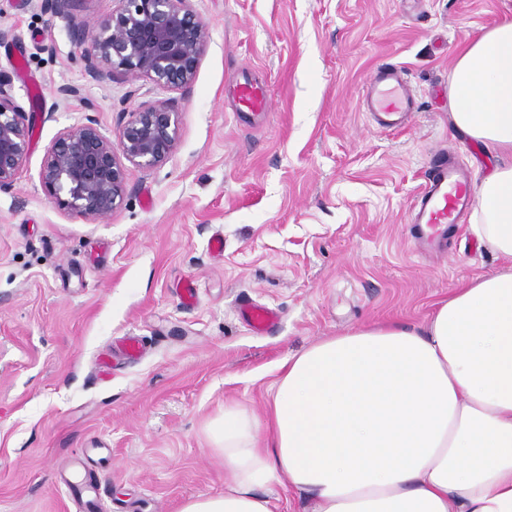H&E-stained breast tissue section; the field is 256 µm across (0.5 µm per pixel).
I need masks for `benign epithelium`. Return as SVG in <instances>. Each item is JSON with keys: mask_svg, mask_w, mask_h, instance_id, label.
Listing matches in <instances>:
<instances>
[{"mask_svg": "<svg viewBox=\"0 0 512 512\" xmlns=\"http://www.w3.org/2000/svg\"><path fill=\"white\" fill-rule=\"evenodd\" d=\"M111 14L71 30L88 43L82 52L87 73L142 77L170 90L193 84L205 53L209 28L190 0H118ZM63 129L49 147L42 187L58 209L96 221L112 215L127 192V165L162 164L178 142L179 113L165 101L122 113L111 136L91 115ZM30 126L26 110L14 100L11 80L0 74V190L12 186L27 160ZM117 141H112V138Z\"/></svg>", "mask_w": 512, "mask_h": 512, "instance_id": "obj_1", "label": "benign epithelium"}]
</instances>
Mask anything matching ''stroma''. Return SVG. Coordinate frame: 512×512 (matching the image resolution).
Segmentation results:
<instances>
[{"mask_svg": "<svg viewBox=\"0 0 512 512\" xmlns=\"http://www.w3.org/2000/svg\"><path fill=\"white\" fill-rule=\"evenodd\" d=\"M209 26L190 89L92 80L69 21L42 0H0V73L32 128L25 165L0 191V512H84L59 482L91 443L96 512H178L224 491L212 421L230 405L266 421L279 366L370 322L423 330L435 303L502 261L469 225L446 256L419 259L407 214L433 151L483 181L495 152L454 129L460 48L512 0H191ZM421 97L405 129L376 128L358 106L380 63ZM264 83V115L240 112L235 81ZM79 89L62 97L61 87ZM171 101L178 146L129 167L127 195L97 224L53 207L48 148L93 103L115 132L122 113ZM224 237V252L209 240ZM195 278L198 299L179 289ZM250 300L278 310L254 335ZM143 356L125 361L123 337ZM112 368L102 372L101 358Z\"/></svg>", "mask_w": 512, "mask_h": 512, "instance_id": "35a3bbf8", "label": "stroma"}]
</instances>
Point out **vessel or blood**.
<instances>
[{
  "label": "vessel or blood",
  "mask_w": 512,
  "mask_h": 512,
  "mask_svg": "<svg viewBox=\"0 0 512 512\" xmlns=\"http://www.w3.org/2000/svg\"><path fill=\"white\" fill-rule=\"evenodd\" d=\"M235 100L243 112L263 113L270 107L267 86L249 81L237 84ZM419 107L417 93L404 71L393 63L380 64L372 71L360 98L361 110L382 130L402 125ZM474 205L467 167L446 153L437 154L408 214V237L415 251L425 258L445 255L450 227L464 222ZM242 311L248 327L258 334L265 333L277 319L273 310L250 301L243 303Z\"/></svg>",
  "instance_id": "b4317fda"
}]
</instances>
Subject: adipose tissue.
<instances>
[{"label": "adipose tissue", "instance_id": "1", "mask_svg": "<svg viewBox=\"0 0 512 512\" xmlns=\"http://www.w3.org/2000/svg\"><path fill=\"white\" fill-rule=\"evenodd\" d=\"M457 130L505 156L472 231L501 257L436 305L425 332L369 323L280 367L261 440L245 410L213 428L224 492L179 512H272L285 484L313 512H512V19L457 55Z\"/></svg>", "mask_w": 512, "mask_h": 512}]
</instances>
